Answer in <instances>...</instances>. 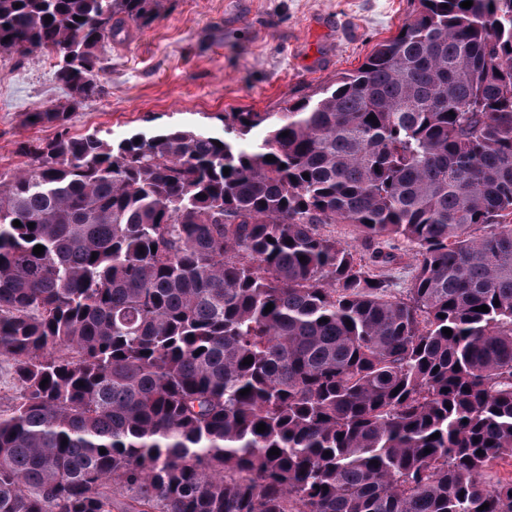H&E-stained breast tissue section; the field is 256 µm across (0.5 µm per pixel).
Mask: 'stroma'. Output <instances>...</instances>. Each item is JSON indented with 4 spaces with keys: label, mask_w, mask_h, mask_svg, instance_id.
<instances>
[{
    "label": "stroma",
    "mask_w": 512,
    "mask_h": 512,
    "mask_svg": "<svg viewBox=\"0 0 512 512\" xmlns=\"http://www.w3.org/2000/svg\"><path fill=\"white\" fill-rule=\"evenodd\" d=\"M412 0H164L159 18L107 47L101 97L68 132L118 140L169 125L222 132L219 114L278 112L359 67L394 36ZM40 55L0 52V169H24L20 143L56 137L27 112L65 103Z\"/></svg>",
    "instance_id": "35a3bbf8"
}]
</instances>
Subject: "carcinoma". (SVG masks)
Masks as SVG:
<instances>
[{
	"label": "carcinoma",
	"mask_w": 512,
	"mask_h": 512,
	"mask_svg": "<svg viewBox=\"0 0 512 512\" xmlns=\"http://www.w3.org/2000/svg\"><path fill=\"white\" fill-rule=\"evenodd\" d=\"M462 2L280 112L113 142L70 115L163 0H0L70 96L0 169V512H512V0ZM321 224L410 246L406 296Z\"/></svg>",
	"instance_id": "carcinoma-1"
}]
</instances>
